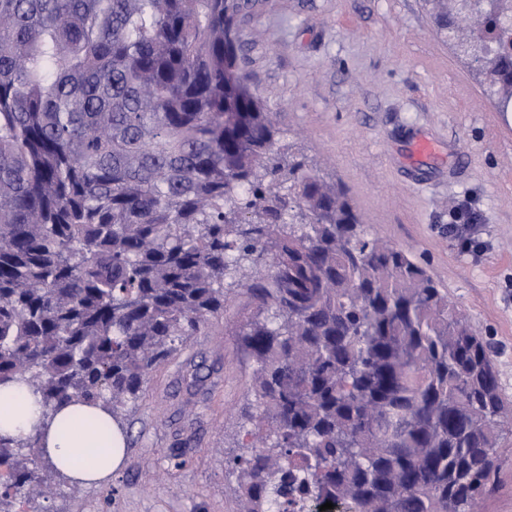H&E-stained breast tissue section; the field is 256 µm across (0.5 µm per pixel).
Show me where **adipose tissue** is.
<instances>
[{"mask_svg": "<svg viewBox=\"0 0 512 512\" xmlns=\"http://www.w3.org/2000/svg\"><path fill=\"white\" fill-rule=\"evenodd\" d=\"M41 432L45 451L60 473L78 484H97L118 469L124 442L118 426L98 406L72 403L45 420L38 397L26 386H0V434Z\"/></svg>", "mask_w": 512, "mask_h": 512, "instance_id": "obj_1", "label": "adipose tissue"}]
</instances>
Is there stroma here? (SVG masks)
I'll return each mask as SVG.
<instances>
[{"instance_id":"stroma-1","label":"stroma","mask_w":512,"mask_h":512,"mask_svg":"<svg viewBox=\"0 0 512 512\" xmlns=\"http://www.w3.org/2000/svg\"><path fill=\"white\" fill-rule=\"evenodd\" d=\"M237 33L282 143L344 186L366 230L467 314L512 402V112L423 0H257ZM424 139L432 154H416ZM253 315L243 292L229 294L223 330H201L127 404L123 467L97 485L54 480L43 512H239L228 460L256 411L239 334Z\"/></svg>"}]
</instances>
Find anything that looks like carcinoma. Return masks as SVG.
I'll list each match as a JSON object with an SVG mask.
<instances>
[{"instance_id": "1", "label": "carcinoma", "mask_w": 512, "mask_h": 512, "mask_svg": "<svg viewBox=\"0 0 512 512\" xmlns=\"http://www.w3.org/2000/svg\"><path fill=\"white\" fill-rule=\"evenodd\" d=\"M248 0H0V384L121 422L163 360L256 314L240 512H475L512 405L491 350L345 189L279 145L238 65ZM512 109V0H433ZM41 435L0 436V512H39Z\"/></svg>"}]
</instances>
